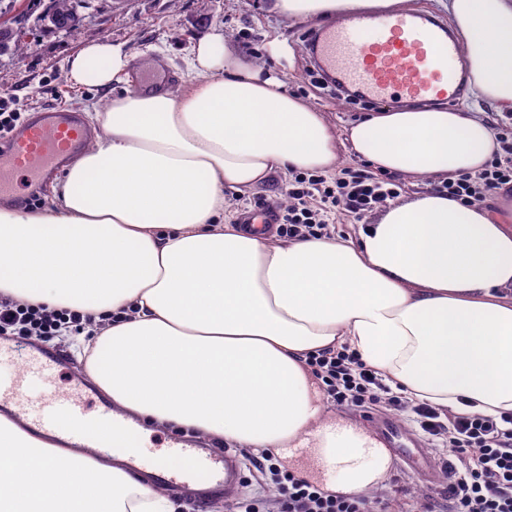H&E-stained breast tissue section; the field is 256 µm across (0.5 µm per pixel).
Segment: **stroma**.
Instances as JSON below:
<instances>
[{
  "label": "stroma",
  "mask_w": 512,
  "mask_h": 512,
  "mask_svg": "<svg viewBox=\"0 0 512 512\" xmlns=\"http://www.w3.org/2000/svg\"><path fill=\"white\" fill-rule=\"evenodd\" d=\"M49 6V0H25L24 16L18 24L22 46L0 55V98L9 99L11 110L26 116L49 106L79 112L110 103V92L78 88L67 80L70 58L89 43L106 38L122 44L136 53L139 78L158 68L165 72L167 86L172 87L178 82L174 69L180 66L182 56L195 39L214 27L224 29L251 59L284 75L289 91L323 112L334 131H343L372 112L368 104L346 96L336 86L319 84L314 64L302 50L303 39L314 31V24L290 22L266 13L263 0H89L79 8L80 23L72 31L41 23ZM273 36L285 42L287 57L270 55L267 42ZM287 185L286 175L272 174L247 193L229 194L228 211L234 219H242L253 211L256 200L275 201ZM327 413L376 437L381 434L382 421H395L406 437L419 441L422 453H437L431 442L423 440L410 414L381 409L363 414L336 406L328 407ZM172 494L181 504L180 512H228L242 498L259 494L268 499L274 490L271 485L252 482L215 499H200L177 488Z\"/></svg>",
  "instance_id": "stroma-1"
}]
</instances>
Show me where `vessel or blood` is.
Masks as SVG:
<instances>
[{
	"label": "vessel or blood",
	"instance_id": "b4317fda",
	"mask_svg": "<svg viewBox=\"0 0 512 512\" xmlns=\"http://www.w3.org/2000/svg\"><path fill=\"white\" fill-rule=\"evenodd\" d=\"M311 44L322 72L366 101L455 105L461 100L458 82L436 61L440 55L459 57V40L422 16L353 14L316 30ZM90 137L77 113L54 108L35 113L19 133L0 141V194L10 189L9 175L46 177L61 171L79 158ZM62 364L49 351L0 344V404L18 403L20 415L32 427L75 448L88 447L102 428L137 434L129 419L93 398L85 381L58 393L55 377ZM401 456L408 470L433 481L439 468L434 459L407 450ZM133 464L151 469L152 481L169 487L202 482L217 493L243 481L240 459L230 449L210 448L202 454L177 437L169 440L161 459L137 458Z\"/></svg>",
	"mask_w": 512,
	"mask_h": 512
}]
</instances>
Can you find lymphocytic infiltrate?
Wrapping results in <instances>:
<instances>
[{
    "label": "lymphocytic infiltrate",
    "instance_id": "1",
    "mask_svg": "<svg viewBox=\"0 0 512 512\" xmlns=\"http://www.w3.org/2000/svg\"><path fill=\"white\" fill-rule=\"evenodd\" d=\"M491 126L500 146L477 173L461 174L437 183L438 193L467 205L484 202L490 192L512 190V113L500 112ZM401 193L394 177L371 169H344L334 178L292 172L286 203L257 201L272 214L280 237L310 239L331 236L330 219L338 213L360 221ZM92 324L78 311L0 301V336L17 343L48 342L63 331L83 332ZM305 363L319 380L327 402L362 413L377 408L409 411L429 439L448 451L442 468L448 483L440 496L419 498L403 487L391 493L352 496L331 494L298 473L281 468L269 455L252 459V466L270 475L277 512H512V412L497 416L462 415L427 403H412L397 395L381 375L349 349L309 353ZM270 500L237 502L235 512H264Z\"/></svg>",
    "mask_w": 512,
    "mask_h": 512
}]
</instances>
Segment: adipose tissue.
<instances>
[{
	"label": "adipose tissue",
	"mask_w": 512,
	"mask_h": 512,
	"mask_svg": "<svg viewBox=\"0 0 512 512\" xmlns=\"http://www.w3.org/2000/svg\"><path fill=\"white\" fill-rule=\"evenodd\" d=\"M405 0H269L321 22ZM474 93L512 112V0H448ZM176 88L94 110L96 136L42 210L0 206V298L117 322L81 336L117 414L269 454L317 449L339 492L369 491L383 445L325 403L305 354L357 352L410 400L512 412V225L429 192L389 203L357 236L271 239L226 221L224 194L275 172L331 174L340 146L381 173L444 180L498 149L483 118L388 108L337 134L314 105L235 49L200 36ZM109 39L69 61L74 85L129 84ZM68 448L0 412V512H177L129 455Z\"/></svg>",
	"instance_id": "ef3b65f1"
}]
</instances>
